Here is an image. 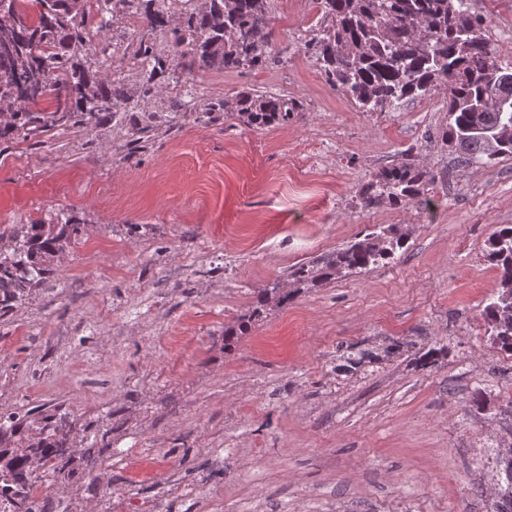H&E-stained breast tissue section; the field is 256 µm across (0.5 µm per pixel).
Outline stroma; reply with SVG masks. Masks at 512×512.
Segmentation results:
<instances>
[{
    "label": "stroma",
    "mask_w": 512,
    "mask_h": 512,
    "mask_svg": "<svg viewBox=\"0 0 512 512\" xmlns=\"http://www.w3.org/2000/svg\"><path fill=\"white\" fill-rule=\"evenodd\" d=\"M470 8L512 63V0ZM168 20L146 32L118 6L86 57L121 82L122 124L0 145V244L24 224L83 227L0 318V412L75 422L73 483L37 489L49 512H495L512 354L481 316L499 287L483 248L512 225V156L458 164L441 87L359 111L306 46L317 0H274L266 65L149 85L134 50L168 55ZM245 91L303 110L265 130L204 114ZM412 146L437 174L432 209L361 210V186ZM391 225L407 234L393 261L259 305L294 265Z\"/></svg>",
    "instance_id": "35a3bbf8"
}]
</instances>
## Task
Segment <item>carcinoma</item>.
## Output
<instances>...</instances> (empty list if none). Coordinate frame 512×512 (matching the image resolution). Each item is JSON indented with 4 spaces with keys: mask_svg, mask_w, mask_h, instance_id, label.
Wrapping results in <instances>:
<instances>
[{
    "mask_svg": "<svg viewBox=\"0 0 512 512\" xmlns=\"http://www.w3.org/2000/svg\"><path fill=\"white\" fill-rule=\"evenodd\" d=\"M133 0H0V142L34 139L54 127L75 128L120 122L121 94L79 55L92 46L89 13L97 31L111 26L116 3ZM145 27H161L167 14L156 0H138ZM273 0H205L181 9L172 30L171 62L188 72L259 67L272 36ZM323 21L307 46L323 64L327 81L362 112H391L407 99L444 85L448 126L441 142L465 166L489 165L512 156V67L503 65L485 35L486 18L471 12L468 0H320ZM136 58L153 79L165 62L139 43ZM303 105L296 98L246 92L207 104L204 113L224 111L255 129L288 121ZM416 148L398 164L376 173L359 192L371 210L409 199L425 208L422 187L435 181L432 170L415 162ZM82 226L25 224L13 246L0 251V317L29 300L55 273L63 250L78 243ZM406 236L391 225L345 248L294 266L297 285L321 286L338 276L360 273L391 260ZM484 257L501 278L482 316L500 350L512 353V225L502 224L487 239ZM73 422L60 409L0 412V512H46L35 499L45 476L68 483L66 471ZM504 488L497 512H512V465H501Z\"/></svg>",
    "mask_w": 512,
    "mask_h": 512,
    "instance_id": "cac0c4a2",
    "label": "carcinoma"
}]
</instances>
